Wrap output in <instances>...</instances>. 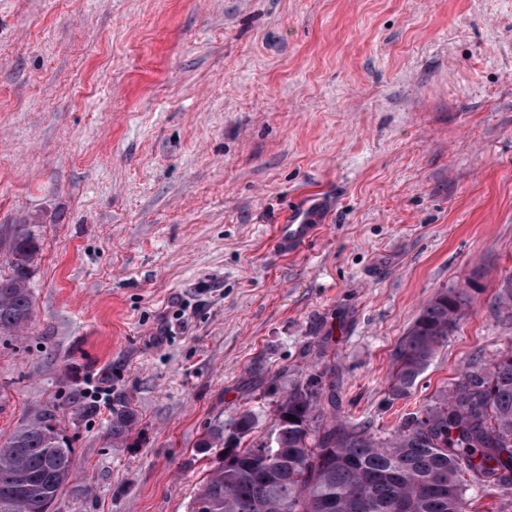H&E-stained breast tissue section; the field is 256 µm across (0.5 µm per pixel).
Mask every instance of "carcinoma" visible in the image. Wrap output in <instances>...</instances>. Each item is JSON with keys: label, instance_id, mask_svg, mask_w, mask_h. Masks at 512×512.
<instances>
[{"label": "carcinoma", "instance_id": "cac0c4a2", "mask_svg": "<svg viewBox=\"0 0 512 512\" xmlns=\"http://www.w3.org/2000/svg\"><path fill=\"white\" fill-rule=\"evenodd\" d=\"M11 272L0 274V334L32 316L28 282L40 242L23 226L11 239ZM476 273L421 310L392 354V395H411L437 350L465 315ZM512 313V275L499 284ZM294 416L295 420L288 419ZM134 415L112 410L111 434L124 437ZM244 411L224 434L205 433L212 452L190 512H467L477 489H512V349L490 367L471 365L437 400L385 436L348 420L323 423L320 394L296 385L254 440ZM72 471L70 439L50 413L0 442V512H50Z\"/></svg>", "mask_w": 512, "mask_h": 512}]
</instances>
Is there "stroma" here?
<instances>
[{
  "mask_svg": "<svg viewBox=\"0 0 512 512\" xmlns=\"http://www.w3.org/2000/svg\"><path fill=\"white\" fill-rule=\"evenodd\" d=\"M300 203L325 220L281 252ZM21 224L0 437L56 414L51 512H189L202 434L249 409L264 435L295 384L391 432L512 348V0H0L2 274ZM476 270L395 398L394 349ZM40 249L39 239L31 230L23 226L17 228L11 239V272L0 274V334L14 332L31 320L28 282ZM480 274L466 282V288L440 292L421 310L392 354L390 389L396 398L411 395L418 379L429 367L437 350L465 315L472 293L479 290Z\"/></svg>",
  "mask_w": 512,
  "mask_h": 512,
  "instance_id": "1",
  "label": "stroma"
}]
</instances>
